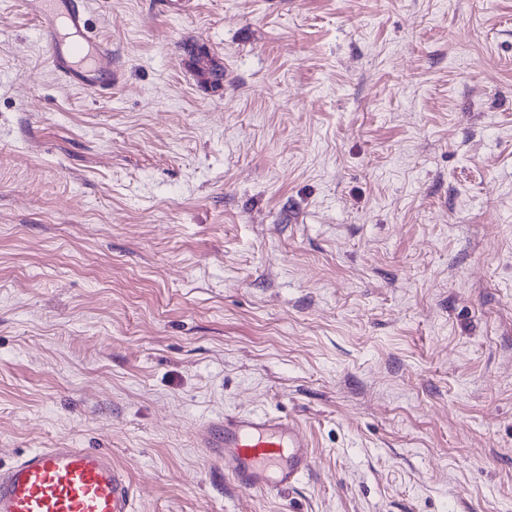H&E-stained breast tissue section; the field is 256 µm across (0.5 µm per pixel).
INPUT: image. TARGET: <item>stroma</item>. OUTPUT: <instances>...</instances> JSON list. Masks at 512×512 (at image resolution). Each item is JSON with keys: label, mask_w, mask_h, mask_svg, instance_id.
<instances>
[{"label": "stroma", "mask_w": 512, "mask_h": 512, "mask_svg": "<svg viewBox=\"0 0 512 512\" xmlns=\"http://www.w3.org/2000/svg\"><path fill=\"white\" fill-rule=\"evenodd\" d=\"M86 2L108 98L0 0V466L103 448L138 512H512V0ZM252 411L307 432L295 486L201 448ZM188 54H189L194 72L196 73L197 77L199 78V83L201 85L208 87V83H210L211 80L224 83V66L222 64H220V63L215 64L214 68L206 69V70H203L198 67L200 55L208 57L211 60H214V62L217 61V59L210 54L209 50H207L206 47H204V46L192 47L188 50Z\"/></svg>", "instance_id": "stroma-1"}]
</instances>
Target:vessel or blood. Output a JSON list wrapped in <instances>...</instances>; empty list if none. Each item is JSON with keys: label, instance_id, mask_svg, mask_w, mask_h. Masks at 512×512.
Listing matches in <instances>:
<instances>
[{"label": "vessel or blood", "instance_id": "obj_1", "mask_svg": "<svg viewBox=\"0 0 512 512\" xmlns=\"http://www.w3.org/2000/svg\"><path fill=\"white\" fill-rule=\"evenodd\" d=\"M56 76L95 97L112 92V44L92 29L85 0H24ZM201 446L223 463L233 485L271 493L295 485L312 467L311 442L291 418L225 413L205 422ZM0 512H137L128 470L98 448H37L0 467Z\"/></svg>", "mask_w": 512, "mask_h": 512}]
</instances>
